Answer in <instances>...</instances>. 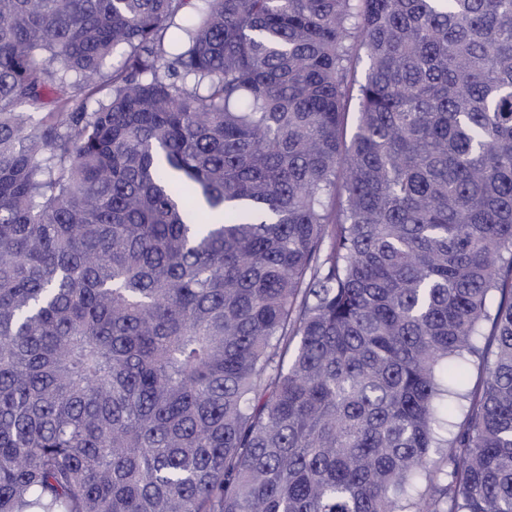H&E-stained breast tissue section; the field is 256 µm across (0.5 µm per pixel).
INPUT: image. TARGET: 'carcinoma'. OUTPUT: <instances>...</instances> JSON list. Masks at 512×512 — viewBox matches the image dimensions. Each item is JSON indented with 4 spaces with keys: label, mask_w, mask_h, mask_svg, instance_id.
I'll list each match as a JSON object with an SVG mask.
<instances>
[{
    "label": "carcinoma",
    "mask_w": 512,
    "mask_h": 512,
    "mask_svg": "<svg viewBox=\"0 0 512 512\" xmlns=\"http://www.w3.org/2000/svg\"><path fill=\"white\" fill-rule=\"evenodd\" d=\"M0 512H512V0H0ZM365 75V68L364 63L360 62L356 65L353 78L355 80V86H354V92H353V99L349 105L348 113L346 114L345 119V125H344V132L343 137L345 142L348 144L350 140L352 139L355 131H356V123H357V99H356V90L360 83L363 82Z\"/></svg>",
    "instance_id": "cac0c4a2"
}]
</instances>
